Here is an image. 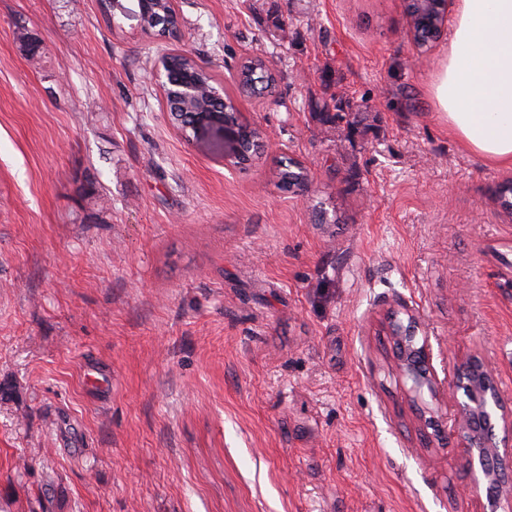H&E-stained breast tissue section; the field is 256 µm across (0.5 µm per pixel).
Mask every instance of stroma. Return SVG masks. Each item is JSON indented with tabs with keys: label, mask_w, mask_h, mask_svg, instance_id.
<instances>
[{
	"label": "stroma",
	"mask_w": 512,
	"mask_h": 512,
	"mask_svg": "<svg viewBox=\"0 0 512 512\" xmlns=\"http://www.w3.org/2000/svg\"><path fill=\"white\" fill-rule=\"evenodd\" d=\"M173 7L157 40L99 0H0V512H507L379 326L405 302L439 375L487 361L512 409V165L449 133L447 40L417 57L404 0ZM177 52L258 159L176 134L150 71ZM255 56L275 96L239 93ZM333 98L364 132L319 121ZM277 185L280 189L288 191L292 186L299 185L306 180L303 168L292 160L281 161L277 173Z\"/></svg>",
	"instance_id": "stroma-1"
}]
</instances>
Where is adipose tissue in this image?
I'll use <instances>...</instances> for the list:
<instances>
[{
  "instance_id": "1",
  "label": "adipose tissue",
  "mask_w": 512,
  "mask_h": 512,
  "mask_svg": "<svg viewBox=\"0 0 512 512\" xmlns=\"http://www.w3.org/2000/svg\"><path fill=\"white\" fill-rule=\"evenodd\" d=\"M434 98L466 150L512 164V0H460Z\"/></svg>"
}]
</instances>
